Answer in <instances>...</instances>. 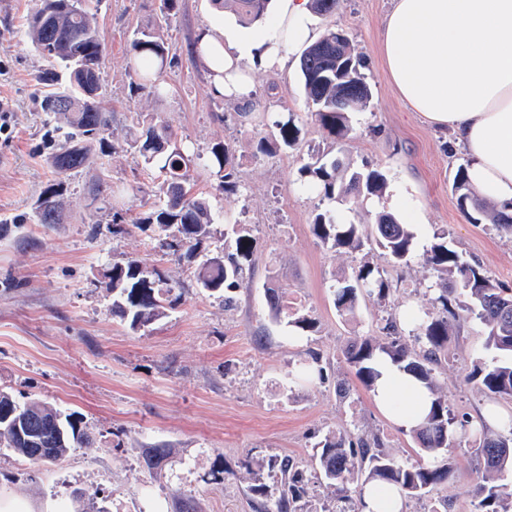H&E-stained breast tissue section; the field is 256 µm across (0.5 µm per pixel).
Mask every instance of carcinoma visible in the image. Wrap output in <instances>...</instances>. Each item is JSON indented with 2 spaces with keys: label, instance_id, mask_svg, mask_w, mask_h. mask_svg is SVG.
Instances as JSON below:
<instances>
[{
  "label": "carcinoma",
  "instance_id": "cac0c4a2",
  "mask_svg": "<svg viewBox=\"0 0 512 512\" xmlns=\"http://www.w3.org/2000/svg\"><path fill=\"white\" fill-rule=\"evenodd\" d=\"M230 5L245 25L266 19L269 0H214ZM343 0H310L311 9L320 15L336 13ZM56 17L51 28L39 24L44 14ZM27 36L41 52L49 68L37 75L38 84L47 88L39 101V111L53 114L57 120L58 145L50 154L49 162L54 179L50 180L35 202L34 212L38 224H61L62 197L66 179L86 171L91 163L92 151L102 143L103 133L110 129L111 115L103 107L104 93L101 69L104 48L99 39L96 18L87 0H41V6L31 15ZM131 51L139 62L138 78L162 90L159 77L167 60L168 46L162 37L150 30H141L131 42ZM359 60L353 55L350 38L341 28L328 30L319 40L301 54L299 68L307 100L315 107L319 126L338 143L352 132L350 114L367 107L372 92L359 69ZM267 120L278 130V138L270 142L262 137L257 153L269 156L280 148H293L299 140V129L292 117L267 115ZM172 134L164 125L150 124L134 134L130 146L144 158L145 163L160 161L159 170L164 179L159 193L164 203L141 219L142 225H155L168 233L159 245L193 262L211 234L213 217L203 198L189 196L187 184L192 158L180 148L160 151L154 146L157 139L171 140ZM229 149L225 145L212 148L208 167L220 176L224 192L234 194L238 182L234 172L227 168ZM299 181L303 189L314 191L328 200L345 202L347 198L369 199L383 196L387 182L377 169L344 171L339 159L323 155L310 157L299 168ZM453 190L457 194L460 210L474 224L487 217L477 194L466 178V167L456 171ZM314 234L325 244L336 249L355 251L368 240L375 243L397 263H408L414 253V233L409 225L396 215L381 211L369 230L353 222L338 223L324 215H316ZM440 242L426 253L425 261L436 273L433 303L437 313L412 312L408 315L415 336L424 340L426 350L422 359L410 357L406 347L394 340L386 346H375L368 341L351 345L347 362L366 389H371L378 373L373 360L384 353L404 370L415 374L434 391L430 365L438 362V352L448 342L449 319L459 316L452 307L448 276H458V287L471 298L472 304L461 310L474 315L487 328V346L496 356L494 361L478 370L484 391L493 397H512V315L498 316L495 308H512V292L500 287L479 264H469L445 242L446 233L437 235ZM254 253L253 239L242 234L232 243H224L220 257H209L195 271L196 283L211 295L229 302L228 293L243 287L246 268L250 267ZM112 289V312L126 320L133 329L145 327L164 314V295L172 292L166 279L157 269L147 270L138 260L124 264L114 263L101 272ZM361 287L377 291L381 298L389 289L384 270L362 265L355 271L353 281L342 283L334 292L338 311H352ZM22 427L31 432L36 442L27 444L17 438L13 429L0 423V446L9 448L26 461L37 464L35 452L43 450L50 463L61 460L77 447H90L96 437L74 414L62 416L56 408L31 401L22 405ZM412 433L422 451L432 457L428 466H407L380 449L378 442L343 438L325 439L319 455V466L324 479L331 486L344 483L357 469L368 471L366 481L384 486H396L405 494L417 496L429 487L448 478L450 467L444 451L458 435L479 437L475 454L487 473L498 472L512 466V430L491 432L485 422L477 424L466 414H453L445 401L433 397L428 416ZM280 475V495L268 502V488L259 482L251 486L252 495L260 500L259 512H292L298 492L297 474L290 459L274 457L257 464ZM480 512H512V499L505 497L499 486L486 481L477 486Z\"/></svg>",
  "mask_w": 512,
  "mask_h": 512
}]
</instances>
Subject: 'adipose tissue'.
<instances>
[{"instance_id": "ef3b65f1", "label": "adipose tissue", "mask_w": 512, "mask_h": 512, "mask_svg": "<svg viewBox=\"0 0 512 512\" xmlns=\"http://www.w3.org/2000/svg\"><path fill=\"white\" fill-rule=\"evenodd\" d=\"M385 71L399 97L450 131L468 158L475 192L512 207V0H391L380 35ZM312 42L309 0H279L266 23L241 36L203 31L196 50L214 92L247 98L254 67L284 66V50ZM377 407L404 429L419 425L431 395L387 356L375 360Z\"/></svg>"}]
</instances>
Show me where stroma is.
Masks as SVG:
<instances>
[{
  "label": "stroma",
  "mask_w": 512,
  "mask_h": 512,
  "mask_svg": "<svg viewBox=\"0 0 512 512\" xmlns=\"http://www.w3.org/2000/svg\"><path fill=\"white\" fill-rule=\"evenodd\" d=\"M40 0H0V95L14 103V132L0 137V389L18 402L38 399L77 413L97 436L89 448L71 449L54 465L38 466L0 449V496L19 495L34 512H73V490L107 497L111 512H256L249 487L255 476L246 461L288 457L303 474L296 512H360V474L344 489L320 477L317 448L327 436L380 438L386 451L409 465H425L409 431L375 407L345 353L355 342L389 343L387 317L405 307L433 311L427 290L433 279L423 254L446 232L465 260L478 262L512 289V232L474 224L451 190L467 157L413 112L388 79L379 31L390 0H345L331 16L314 15L313 31L341 28L364 63L372 90L368 106L352 113L349 137L334 143L318 125L300 78V49L287 52L283 68H255L246 100L217 96L195 44L208 27L242 30L238 16L213 0H178L164 14L160 0H90L105 49L104 100L112 114L103 150L89 172L69 180L66 221L36 223L34 203L52 177L47 163L56 137L38 108L36 74L47 61L28 39L26 19ZM158 32L169 47L162 90L136 83L138 63L130 50L136 30ZM289 114L300 129L294 149L257 156L269 110ZM249 111L243 119L241 111ZM168 126L172 141L195 160L191 192L204 198L214 223L205 254L224 250L235 231L249 234L254 254L246 285L230 305L199 288L191 265L157 248V229L138 220L156 202L157 168L130 148L128 131L139 123ZM228 145L240 188L225 193L208 168L215 145ZM338 157L351 167L369 166L387 178V195L339 203L303 191L298 170L309 155ZM105 192L91 199L90 179ZM392 209L402 223L421 221L417 255L393 263L367 245L347 252L323 245L312 231L315 215L357 224ZM136 258L180 284L176 302L161 318L138 329L112 313V292L102 268ZM384 268L385 297L358 292L353 314L337 311L334 291L364 263ZM275 285L289 311L310 318L302 332L274 321L266 301ZM475 316L453 323L433 376L439 395L457 414L476 415L489 397L477 366L493 355ZM318 355L323 379L307 381L298 368ZM350 388L340 398L338 383ZM474 442L457 440L447 455L453 471L423 496L405 500V512H476L477 484L485 473ZM164 448L161 470L148 469L142 454ZM347 504H340L342 492Z\"/></svg>",
  "instance_id": "1"
}]
</instances>
